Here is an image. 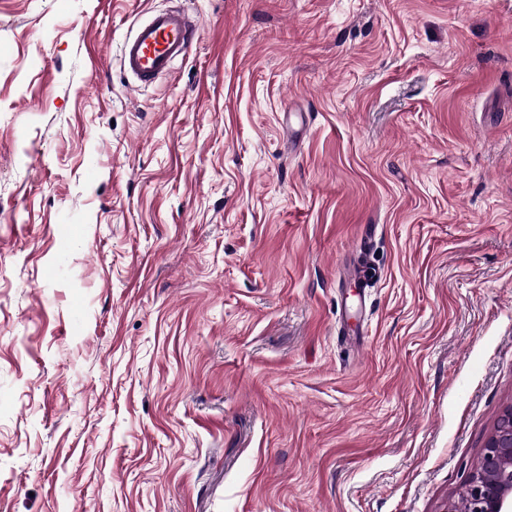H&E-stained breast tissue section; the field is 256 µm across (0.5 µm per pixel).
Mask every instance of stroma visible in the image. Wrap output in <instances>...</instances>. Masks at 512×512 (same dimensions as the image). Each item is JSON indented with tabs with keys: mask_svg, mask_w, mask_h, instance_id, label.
<instances>
[{
	"mask_svg": "<svg viewBox=\"0 0 512 512\" xmlns=\"http://www.w3.org/2000/svg\"><path fill=\"white\" fill-rule=\"evenodd\" d=\"M511 405L512 0H0V512H445ZM194 24L180 9L153 13L129 36L121 53V65L136 87L154 82L173 69L192 47Z\"/></svg>",
	"mask_w": 512,
	"mask_h": 512,
	"instance_id": "1",
	"label": "stroma"
}]
</instances>
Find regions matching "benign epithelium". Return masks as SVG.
I'll return each mask as SVG.
<instances>
[{"label":"benign epithelium","instance_id":"1","mask_svg":"<svg viewBox=\"0 0 512 512\" xmlns=\"http://www.w3.org/2000/svg\"><path fill=\"white\" fill-rule=\"evenodd\" d=\"M462 496L471 512H512V406L498 419Z\"/></svg>","mask_w":512,"mask_h":512}]
</instances>
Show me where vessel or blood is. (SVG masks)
Listing matches in <instances>:
<instances>
[{
    "label": "vessel or blood",
    "instance_id": "vessel-or-blood-1",
    "mask_svg": "<svg viewBox=\"0 0 512 512\" xmlns=\"http://www.w3.org/2000/svg\"><path fill=\"white\" fill-rule=\"evenodd\" d=\"M194 24L180 9L153 13L129 36L121 53V65L136 82L145 85L170 72L192 47Z\"/></svg>",
    "mask_w": 512,
    "mask_h": 512
}]
</instances>
